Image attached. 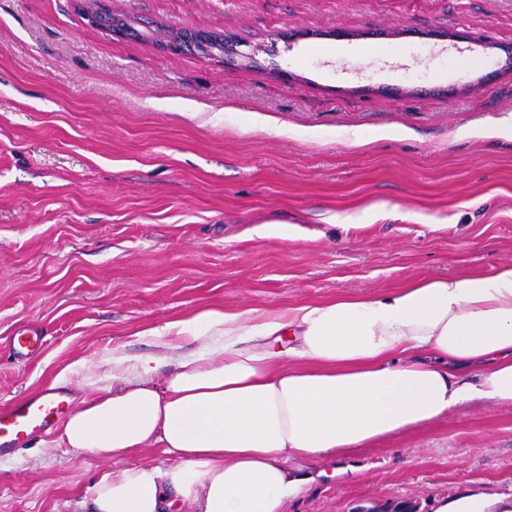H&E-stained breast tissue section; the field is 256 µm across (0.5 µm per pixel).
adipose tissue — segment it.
<instances>
[{
	"mask_svg": "<svg viewBox=\"0 0 512 512\" xmlns=\"http://www.w3.org/2000/svg\"><path fill=\"white\" fill-rule=\"evenodd\" d=\"M195 349L113 348L57 444L111 460L77 512H284L310 462L485 399L512 405V264L280 311L174 321ZM153 448L157 465L135 462Z\"/></svg>",
	"mask_w": 512,
	"mask_h": 512,
	"instance_id": "obj_1",
	"label": "adipose tissue"
}]
</instances>
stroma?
I'll list each match as a JSON object with an SVG mask.
<instances>
[{
    "instance_id": "obj_1",
    "label": "stroma",
    "mask_w": 512,
    "mask_h": 512,
    "mask_svg": "<svg viewBox=\"0 0 512 512\" xmlns=\"http://www.w3.org/2000/svg\"><path fill=\"white\" fill-rule=\"evenodd\" d=\"M100 7L152 37L106 35ZM171 27L245 44L205 60L158 45ZM510 114L512 0H0V407L63 374L81 394L112 348L217 304L512 263ZM24 327L43 344L19 359ZM43 439L0 457V512H73L111 466ZM290 468L285 512L511 496L512 406Z\"/></svg>"
}]
</instances>
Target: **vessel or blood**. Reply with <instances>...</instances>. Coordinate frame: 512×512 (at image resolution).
Listing matches in <instances>:
<instances>
[{
    "mask_svg": "<svg viewBox=\"0 0 512 512\" xmlns=\"http://www.w3.org/2000/svg\"><path fill=\"white\" fill-rule=\"evenodd\" d=\"M67 391L54 388L43 395L20 398L0 408V454L20 448L28 437L48 429L68 405Z\"/></svg>",
    "mask_w": 512,
    "mask_h": 512,
    "instance_id": "obj_1",
    "label": "vessel or blood"
}]
</instances>
